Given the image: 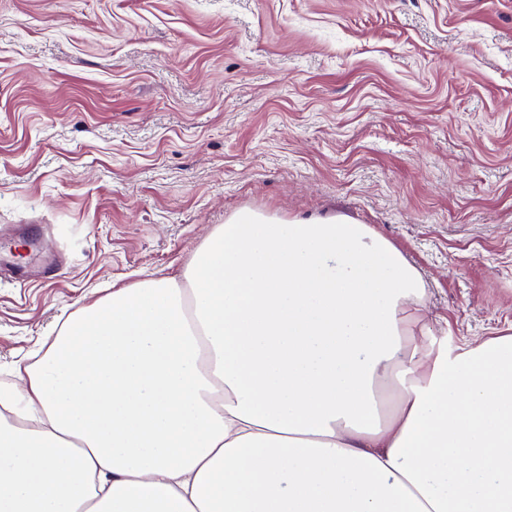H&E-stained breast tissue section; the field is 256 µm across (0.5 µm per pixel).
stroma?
<instances>
[{
  "label": "stroma",
  "mask_w": 512,
  "mask_h": 512,
  "mask_svg": "<svg viewBox=\"0 0 512 512\" xmlns=\"http://www.w3.org/2000/svg\"><path fill=\"white\" fill-rule=\"evenodd\" d=\"M249 207L372 225L438 335L512 327V0H0V385L80 305Z\"/></svg>",
  "instance_id": "35a3bbf8"
}]
</instances>
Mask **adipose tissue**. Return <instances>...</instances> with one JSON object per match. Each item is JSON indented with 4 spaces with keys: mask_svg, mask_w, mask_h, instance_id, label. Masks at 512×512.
I'll return each instance as SVG.
<instances>
[{
    "mask_svg": "<svg viewBox=\"0 0 512 512\" xmlns=\"http://www.w3.org/2000/svg\"><path fill=\"white\" fill-rule=\"evenodd\" d=\"M425 295L349 215L232 213L0 387V512H512V333Z\"/></svg>",
    "mask_w": 512,
    "mask_h": 512,
    "instance_id": "obj_1",
    "label": "adipose tissue"
}]
</instances>
